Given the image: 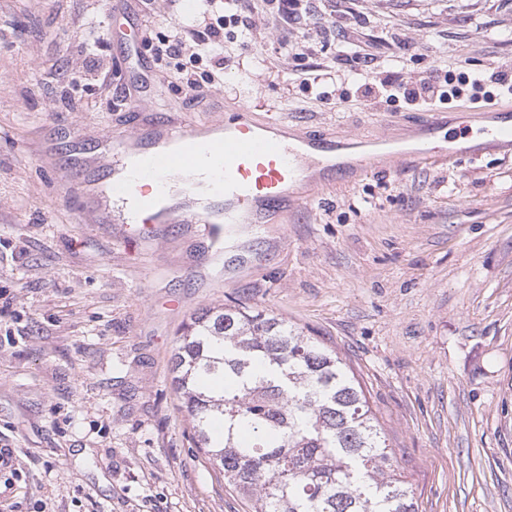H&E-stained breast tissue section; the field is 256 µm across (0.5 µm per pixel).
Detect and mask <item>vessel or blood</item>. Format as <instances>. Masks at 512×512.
<instances>
[{"instance_id": "vessel-or-blood-1", "label": "vessel or blood", "mask_w": 512, "mask_h": 512, "mask_svg": "<svg viewBox=\"0 0 512 512\" xmlns=\"http://www.w3.org/2000/svg\"><path fill=\"white\" fill-rule=\"evenodd\" d=\"M482 119L465 150H512V106H494ZM125 124L135 136L102 134V158L111 161L112 176L101 191L130 204L122 223L136 225L144 239L168 224L198 225L216 255L223 254L231 225L262 224L288 206L306 207L308 198L295 193L298 185H332L382 159L351 157L360 145L356 139L296 138L282 122L256 121L246 106L228 121L198 122L178 114L157 120L140 100L129 108ZM448 124L447 113L419 114L407 132L417 147L385 159L402 166L458 156V149L437 146Z\"/></svg>"}]
</instances>
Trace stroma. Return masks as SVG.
Returning <instances> with one entry per match:
<instances>
[{"instance_id": "35a3bbf8", "label": "stroma", "mask_w": 512, "mask_h": 512, "mask_svg": "<svg viewBox=\"0 0 512 512\" xmlns=\"http://www.w3.org/2000/svg\"><path fill=\"white\" fill-rule=\"evenodd\" d=\"M0 0V442L22 477L0 512H249L193 448L170 373L192 314L234 302L280 314L346 360L418 512H512V151L439 167L389 164L315 190L287 220L241 228L212 257L189 224L123 240L73 196L71 169L106 130L125 132L135 84L118 38L94 79L85 43L106 24L168 33L192 0ZM375 79L512 69V0H300L258 9L224 83L186 94L153 65L158 112L214 120L246 105L298 134L398 136L408 105L361 97L339 43ZM302 50L282 55L281 42ZM334 75L329 100L302 87Z\"/></svg>"}]
</instances>
